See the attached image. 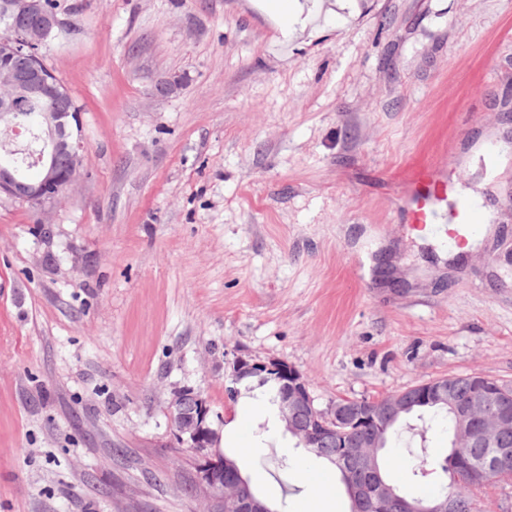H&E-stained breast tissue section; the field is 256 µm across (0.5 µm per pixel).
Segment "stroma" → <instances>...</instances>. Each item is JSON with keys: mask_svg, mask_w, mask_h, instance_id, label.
Masks as SVG:
<instances>
[{"mask_svg": "<svg viewBox=\"0 0 512 512\" xmlns=\"http://www.w3.org/2000/svg\"><path fill=\"white\" fill-rule=\"evenodd\" d=\"M42 50L81 112L82 177L49 211L0 199V512H213L167 400L235 424L275 512L350 498L237 355L319 408L433 378L512 383V0H319L286 37L257 0H55ZM440 163L491 216L463 262L419 242L393 176ZM448 432L392 438L411 496Z\"/></svg>", "mask_w": 512, "mask_h": 512, "instance_id": "1", "label": "stroma"}]
</instances>
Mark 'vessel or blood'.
Returning <instances> with one entry per match:
<instances>
[{
    "mask_svg": "<svg viewBox=\"0 0 512 512\" xmlns=\"http://www.w3.org/2000/svg\"><path fill=\"white\" fill-rule=\"evenodd\" d=\"M449 182L442 168L418 160L409 165L403 180L408 221L428 227L440 240H447L448 227L460 225L475 232L480 228L479 211L469 199L448 200Z\"/></svg>",
    "mask_w": 512,
    "mask_h": 512,
    "instance_id": "vessel-or-blood-1",
    "label": "vessel or blood"
}]
</instances>
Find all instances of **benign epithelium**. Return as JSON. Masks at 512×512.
Returning <instances> with one entry per match:
<instances>
[{"label": "benign epithelium", "mask_w": 512, "mask_h": 512, "mask_svg": "<svg viewBox=\"0 0 512 512\" xmlns=\"http://www.w3.org/2000/svg\"><path fill=\"white\" fill-rule=\"evenodd\" d=\"M0 21L7 35L0 39V127L17 136L33 133L41 150L32 161L37 169L33 178L22 177L7 162L0 163V197L27 203L41 212L54 207L81 176L83 148L82 123L64 85L44 63L40 48L67 28L55 11L44 7V0H0ZM39 102L43 108L20 113L18 105ZM69 158L62 167L59 158ZM468 395H456L455 376L428 380L406 390L364 401L338 398L329 407L315 405L309 382L294 366L279 360H259L237 356L232 363L230 395L238 393L243 382H273L278 386L279 421L304 448L318 447L326 439L336 441L342 456L361 459L377 471L378 450L383 432L395 425L415 405L445 404L456 420L452 445L458 469L473 489L483 487L490 477H512V395L506 387L479 373L465 375ZM195 400L194 410L183 408L185 398ZM167 410L172 435L182 448H189L199 462V489L218 498V512H272L252 491L236 463L220 449V429L211 418L208 400L189 388L170 393ZM491 448L482 459L468 453L470 448ZM344 481L350 497L367 499L373 512H452L448 496L434 499L424 510L406 499H399L393 486L382 479L366 483L347 471Z\"/></svg>", "instance_id": "obj_1"}]
</instances>
